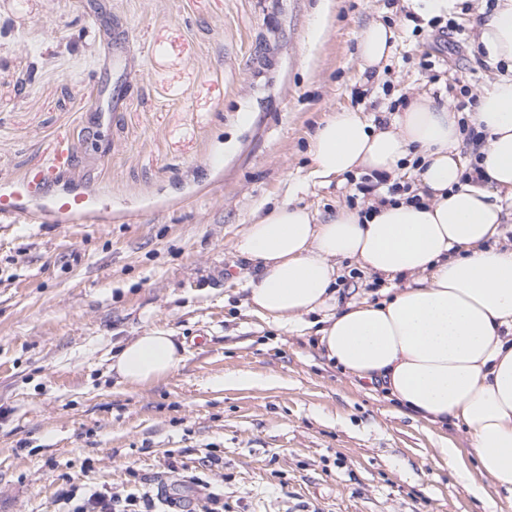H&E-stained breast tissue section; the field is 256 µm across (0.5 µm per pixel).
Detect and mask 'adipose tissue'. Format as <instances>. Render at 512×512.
Here are the masks:
<instances>
[{"label":"adipose tissue","mask_w":512,"mask_h":512,"mask_svg":"<svg viewBox=\"0 0 512 512\" xmlns=\"http://www.w3.org/2000/svg\"><path fill=\"white\" fill-rule=\"evenodd\" d=\"M476 41L505 67L468 116L485 142L463 151L459 112L427 95L411 98L382 129L359 110L333 112L313 140L316 182L358 170L394 177L414 161L421 204L401 196L364 219L346 207L320 217L289 199L247 225L236 250L253 270V312L285 323L321 314L328 361L428 425L462 424L479 473L512 500V249L498 244L503 210L491 200L512 197V0H496ZM394 44L392 26L366 27L362 71L380 69ZM470 163L481 179L464 180ZM342 260L389 288L376 300L338 304ZM181 360L174 336L150 330L125 343L113 368L123 382L143 385Z\"/></svg>","instance_id":"obj_1"}]
</instances>
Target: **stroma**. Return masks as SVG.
<instances>
[{
	"instance_id": "stroma-1",
	"label": "stroma",
	"mask_w": 512,
	"mask_h": 512,
	"mask_svg": "<svg viewBox=\"0 0 512 512\" xmlns=\"http://www.w3.org/2000/svg\"><path fill=\"white\" fill-rule=\"evenodd\" d=\"M431 19L428 0H415ZM403 0H0V512H59L66 485H166L200 512H512L464 427L437 431L329 362L313 329L246 305L247 224L291 198L364 209L360 177L308 182L328 116L390 122L392 101L501 73L474 41L485 0L449 10L458 34L412 36ZM394 54L362 73L366 26ZM439 63L430 80L419 62ZM53 169L36 195L33 171ZM85 198L79 217L60 198ZM339 303L383 281L342 261ZM160 329L176 370L132 386L121 344ZM247 381H238V374ZM457 448L460 470L435 454ZM218 457L211 465L209 457ZM176 473H169L168 464ZM181 481H174V474Z\"/></svg>"
}]
</instances>
